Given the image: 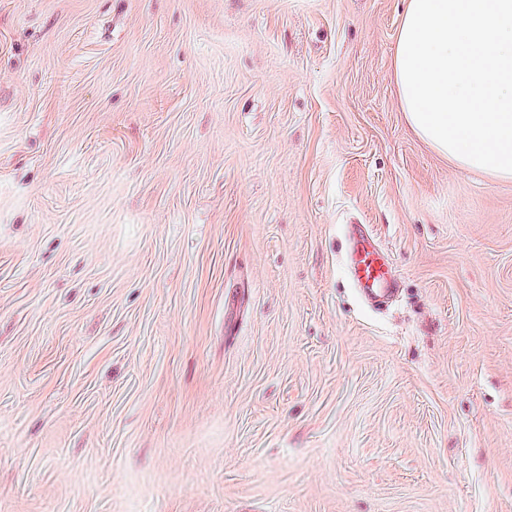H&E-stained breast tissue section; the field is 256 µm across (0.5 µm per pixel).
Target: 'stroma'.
<instances>
[{
  "label": "stroma",
  "mask_w": 512,
  "mask_h": 512,
  "mask_svg": "<svg viewBox=\"0 0 512 512\" xmlns=\"http://www.w3.org/2000/svg\"><path fill=\"white\" fill-rule=\"evenodd\" d=\"M404 8L0 0V512H512V182ZM350 273L366 299H375L387 292L392 284L389 265L370 235H361L356 240Z\"/></svg>",
  "instance_id": "stroma-1"
}]
</instances>
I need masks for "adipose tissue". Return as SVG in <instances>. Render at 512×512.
Instances as JSON below:
<instances>
[{
	"instance_id": "ef3b65f1",
	"label": "adipose tissue",
	"mask_w": 512,
	"mask_h": 512,
	"mask_svg": "<svg viewBox=\"0 0 512 512\" xmlns=\"http://www.w3.org/2000/svg\"><path fill=\"white\" fill-rule=\"evenodd\" d=\"M393 75L420 138L462 170L512 181V0H408Z\"/></svg>"
}]
</instances>
